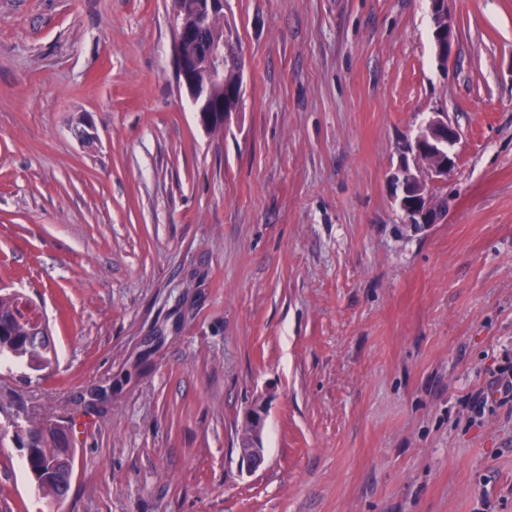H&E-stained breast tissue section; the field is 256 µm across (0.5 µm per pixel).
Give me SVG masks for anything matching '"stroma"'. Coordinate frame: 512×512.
<instances>
[{
	"mask_svg": "<svg viewBox=\"0 0 512 512\" xmlns=\"http://www.w3.org/2000/svg\"><path fill=\"white\" fill-rule=\"evenodd\" d=\"M224 0L205 129L171 0H0V289L53 361L0 364V512H512V0ZM459 127L448 211L391 175ZM264 462L241 467L250 407ZM69 427L37 492L16 435ZM437 18L435 19V42L438 50V54L441 57L440 50L442 48H447V36H448V56L452 52L453 43H454V30L455 25L452 20V17L448 11L447 3L444 5L441 4L438 9H436ZM448 18V24H447ZM434 38V39H435ZM459 137V129L448 120V114L438 112L413 137L406 139L405 148L414 160L425 152H435L441 146L448 145V157L431 163L425 172L414 163L411 165L406 161L392 177L395 191L399 189L405 194L410 186L416 189L417 199L413 204L404 207L399 202L411 228L420 230L436 224L440 213L434 205L430 186L446 181L448 174L457 168L460 155L453 150V146ZM47 429L51 440H49L46 435L40 438L37 445L35 446V456L31 460V465L40 467L44 470L50 469L52 461L57 454V448L54 444L55 428L47 426ZM57 431L59 444L61 446V453L56 462L55 468L49 470V473L52 479L59 483L60 487L54 481H49L40 485L37 490L43 495L44 498H48L53 501L61 493L60 491L62 488L63 493L59 498V502H62L68 497L73 481V472L68 468L71 441L67 431L63 427H60V429Z\"/></svg>",
	"mask_w": 512,
	"mask_h": 512,
	"instance_id": "obj_1",
	"label": "stroma"
}]
</instances>
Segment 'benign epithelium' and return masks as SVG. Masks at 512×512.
Listing matches in <instances>:
<instances>
[{
    "mask_svg": "<svg viewBox=\"0 0 512 512\" xmlns=\"http://www.w3.org/2000/svg\"><path fill=\"white\" fill-rule=\"evenodd\" d=\"M174 60L178 87L185 88L200 123L206 128L222 126L231 114L225 106L224 63L226 44L232 42L229 30L220 33L213 29L212 20L224 10V0H174ZM460 137L458 127L448 120V114L438 112L427 124L406 139L405 148L413 158L448 146V157L421 170L417 165L404 163L393 175L395 188L404 193L415 187L417 199L408 207H401L410 227L425 229L435 223L439 211L433 202L431 185L444 182L460 161L453 146ZM264 416L260 409L247 412L238 454L241 465L254 472L263 462L261 441ZM61 453L55 468L49 473L59 483L65 500L71 489L73 472L68 468L71 441L67 431L58 429Z\"/></svg>",
    "mask_w": 512,
    "mask_h": 512,
    "instance_id": "7a95c632",
    "label": "benign epithelium"
}]
</instances>
